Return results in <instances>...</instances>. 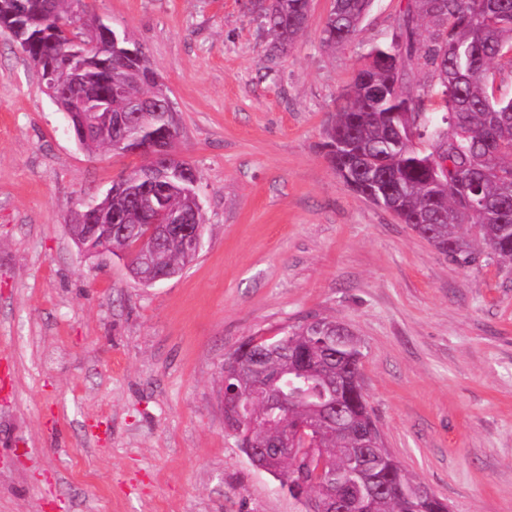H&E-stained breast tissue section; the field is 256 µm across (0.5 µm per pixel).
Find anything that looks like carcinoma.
Instances as JSON below:
<instances>
[{
  "label": "carcinoma",
  "mask_w": 512,
  "mask_h": 512,
  "mask_svg": "<svg viewBox=\"0 0 512 512\" xmlns=\"http://www.w3.org/2000/svg\"><path fill=\"white\" fill-rule=\"evenodd\" d=\"M311 0H258L253 7L270 37V56L288 52L305 28ZM371 0H334L323 28L328 48L358 35ZM84 0H0L7 29L38 68L44 88L79 100L90 112L107 104L117 115L140 113L135 126L94 127L90 151H116L129 138H156L165 148L171 131L165 102L149 109L159 83L142 47L127 35L95 42L77 25ZM417 58L437 76L441 122L433 123L428 95L407 90L406 62ZM512 79V0H409L389 40L373 44L346 86L325 128L327 156L357 194L393 213L432 245L466 266L481 255L512 266V96L497 92ZM423 140L434 151L420 148ZM144 164L112 182V194L74 214L71 232L102 224L104 251L127 254L132 232L149 216L133 199ZM478 188L483 205L471 204ZM166 208L194 212L196 187L166 182ZM124 224L130 233L108 230ZM148 277L184 264L179 242L146 244ZM360 342L334 318H304L278 338L242 342L224 360V389L266 394L252 403L249 425L233 434L245 454L281 452L273 471L304 506L318 512L332 502L342 512H448V503L414 480L385 447L372 419L361 373ZM288 408L275 417L281 389Z\"/></svg>",
  "instance_id": "cac0c4a2"
}]
</instances>
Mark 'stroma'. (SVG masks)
<instances>
[{"mask_svg":"<svg viewBox=\"0 0 512 512\" xmlns=\"http://www.w3.org/2000/svg\"><path fill=\"white\" fill-rule=\"evenodd\" d=\"M146 52L204 232L145 286L69 224L138 156L82 149L0 29V512H302L224 424V358L310 315L361 339L385 446L451 512H512V269L460 266L355 194L324 128L408 0L330 49L332 0L270 58L243 0H86Z\"/></svg>","mask_w":512,"mask_h":512,"instance_id":"stroma-1","label":"stroma"}]
</instances>
